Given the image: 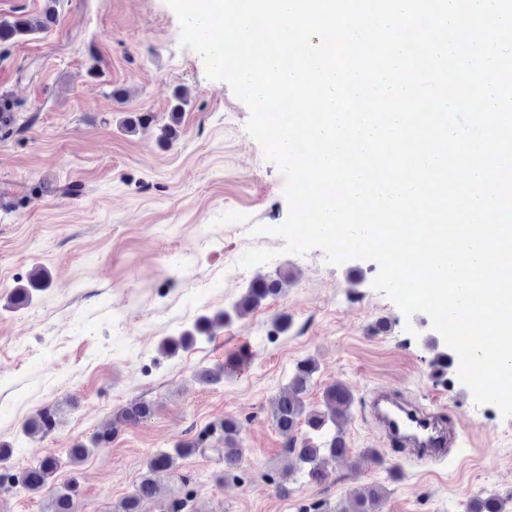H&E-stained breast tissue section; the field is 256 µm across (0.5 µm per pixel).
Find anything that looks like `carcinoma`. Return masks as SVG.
<instances>
[{
    "mask_svg": "<svg viewBox=\"0 0 512 512\" xmlns=\"http://www.w3.org/2000/svg\"><path fill=\"white\" fill-rule=\"evenodd\" d=\"M37 30L30 21L17 19L0 22V44H7L17 37L28 35ZM16 103L6 94L0 95V132H8L16 123ZM48 287L47 274L36 269L28 278V285L15 289L10 304L22 307L29 303L31 291H41ZM281 292L279 282L267 276L256 277L245 293L233 305L212 316H202L193 328L177 336L163 340L162 347L167 353L174 354L196 343L200 338H208L214 325L232 318L242 317L257 309L270 296ZM248 357L244 354L230 353L224 366L217 370H206L199 374L205 383H218L225 377H233L245 369ZM317 365L311 358L296 363L288 378V383L272 400V419L278 429L291 434L299 426L305 427L301 439H295L289 447L296 457L299 478L308 483L322 484L331 476L328 466L343 459L347 452V443L342 432L341 422L348 415L352 404L350 390L342 384H333L323 391V407H312L305 397L313 382ZM155 412L153 403L142 398L135 399L121 408L112 417V427L100 431L94 436V444L111 442L112 437L122 427L134 426L149 419ZM56 417L53 411H41L26 420L23 428L26 434L42 436L55 429ZM210 451L224 463V477H237L245 448L239 434L236 419L225 417L209 423L194 437L175 444L170 449L156 451L146 461V471L142 474L133 492L115 507V512H144L143 505L152 500L157 493V482L161 478L176 475L178 461L197 453ZM60 467V460L54 456H44L31 465L10 473L13 484L21 486L31 493L50 492V512H75V499L78 496V484L73 480L60 489L51 485V479ZM384 498L383 491L375 486H367L358 491L347 503L339 502L322 512H379ZM162 512H198L192 505L189 495L169 498ZM469 512H500V501L496 494L489 492L471 500Z\"/></svg>",
    "mask_w": 512,
    "mask_h": 512,
    "instance_id": "1",
    "label": "carcinoma"
}]
</instances>
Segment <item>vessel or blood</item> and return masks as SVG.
<instances>
[{
  "mask_svg": "<svg viewBox=\"0 0 512 512\" xmlns=\"http://www.w3.org/2000/svg\"><path fill=\"white\" fill-rule=\"evenodd\" d=\"M369 410L387 443L418 460L438 463L460 446V431L444 409H429L380 388L372 393Z\"/></svg>",
  "mask_w": 512,
  "mask_h": 512,
  "instance_id": "b4317fda",
  "label": "vessel or blood"
}]
</instances>
